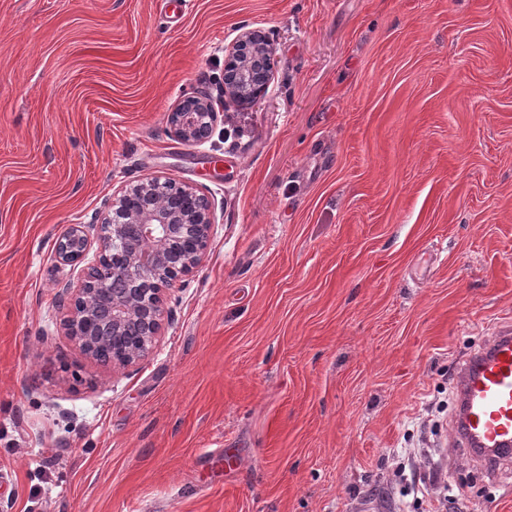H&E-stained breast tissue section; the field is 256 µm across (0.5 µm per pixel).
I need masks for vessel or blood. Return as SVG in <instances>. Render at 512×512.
Segmentation results:
<instances>
[{"label": "vessel or blood", "mask_w": 512, "mask_h": 512, "mask_svg": "<svg viewBox=\"0 0 512 512\" xmlns=\"http://www.w3.org/2000/svg\"><path fill=\"white\" fill-rule=\"evenodd\" d=\"M451 442L485 473L512 463V326L468 354L457 375Z\"/></svg>", "instance_id": "1"}]
</instances>
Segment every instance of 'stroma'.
<instances>
[{"label": "stroma", "instance_id": "stroma-1", "mask_svg": "<svg viewBox=\"0 0 512 512\" xmlns=\"http://www.w3.org/2000/svg\"><path fill=\"white\" fill-rule=\"evenodd\" d=\"M248 26L264 99L188 145ZM216 224L154 352L66 336L53 246L146 176ZM512 324V0H0V512H512L448 379Z\"/></svg>", "mask_w": 512, "mask_h": 512}]
</instances>
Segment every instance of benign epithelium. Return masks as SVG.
I'll return each instance as SVG.
<instances>
[{
    "instance_id": "obj_1",
    "label": "benign epithelium",
    "mask_w": 512,
    "mask_h": 512,
    "mask_svg": "<svg viewBox=\"0 0 512 512\" xmlns=\"http://www.w3.org/2000/svg\"><path fill=\"white\" fill-rule=\"evenodd\" d=\"M274 68L267 38L242 30L224 47V98L206 92L189 96V109L178 105L168 113L170 133L189 145L204 143L224 105L246 94L259 99ZM170 184L159 176L129 184L112 193L94 225L95 237L85 225L72 224L55 240L61 266L81 264L96 248V259L84 267L79 283L60 291L59 306L65 310V336L97 365L128 367L148 357L169 320L166 293L207 257L215 224L211 202L189 185L168 195ZM110 343L120 346V354L104 360L100 349Z\"/></svg>"
}]
</instances>
